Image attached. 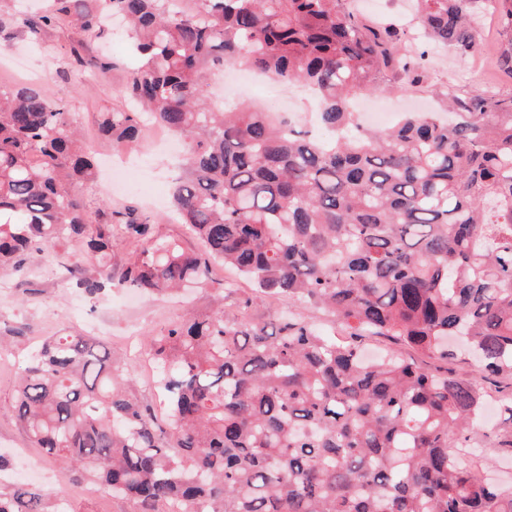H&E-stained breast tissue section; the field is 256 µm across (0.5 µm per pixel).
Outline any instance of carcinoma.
Returning a JSON list of instances; mask_svg holds the SVG:
<instances>
[{
    "mask_svg": "<svg viewBox=\"0 0 512 512\" xmlns=\"http://www.w3.org/2000/svg\"><path fill=\"white\" fill-rule=\"evenodd\" d=\"M476 0H416L437 43L470 52ZM122 16L137 62L125 106L102 113L112 142H137L144 117L184 145L172 205L205 257L152 232L134 206L105 211L71 190L93 182L67 113L39 84H0V270L79 240L93 271L68 269L89 296L123 280L148 293L199 282L206 258L331 316L349 336L397 348L367 361L353 342L292 316L259 324L219 310L148 337L169 429L123 394L112 351L53 336L18 372L15 412L32 445L68 475L134 512H512V485L484 478L488 394L433 365L462 338L484 371L512 377V96L441 93L448 119L409 112L364 128L353 102L384 92L385 70L421 81L396 32L366 27L344 0H51L0 15V31L66 25L101 33ZM70 49L71 70L109 63ZM245 63L310 91L321 137L209 92L212 69ZM408 347L425 355L406 356ZM497 447L512 448V396ZM0 512H65L51 492L0 491Z\"/></svg>",
    "mask_w": 512,
    "mask_h": 512,
    "instance_id": "carcinoma-1",
    "label": "carcinoma"
}]
</instances>
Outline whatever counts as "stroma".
Masks as SVG:
<instances>
[{"mask_svg":"<svg viewBox=\"0 0 512 512\" xmlns=\"http://www.w3.org/2000/svg\"><path fill=\"white\" fill-rule=\"evenodd\" d=\"M345 2L366 25L392 27L402 40L428 52L426 76L421 82L411 86L398 83L393 92L372 94V101L386 111L438 108L440 100L434 91L438 83L454 84L469 94L489 90L502 97L512 95V75L496 66L498 53L508 37L501 29L494 5H487L479 14L478 51L462 53L439 46L426 35L414 18L411 0ZM79 41L87 54L116 60L118 69L91 73L89 82L80 86L71 84L63 69L70 46ZM130 54L128 39L112 29L85 38L68 27L36 35L19 31L10 35L0 33V83L24 79L42 84L52 102L79 128L86 150L95 162L102 164L109 158L116 162L133 161L136 171L129 178L82 186L79 195L95 203L107 202L113 208L133 205L160 215L169 206L171 182L177 173L172 160L175 144H154V128L150 125L146 126L139 145L130 151L114 148L111 140L97 133L101 112L120 102L119 91L126 77L124 65ZM233 98L301 116L312 109L310 99L299 89L272 81L241 86L234 91ZM77 248V243L67 242L57 248L54 257L32 258L25 276L0 274V453L11 463L12 480L20 483L28 480L21 454L28 451L37 457L46 472L42 486L66 501L70 512H133L126 500L81 494L79 483L63 474L59 464L44 455L42 449L32 447L17 421L15 376L46 337L80 330L105 341L119 373L133 379L129 395L159 408L163 405L162 396L141 383L144 369L137 359L147 336L159 333L187 313L223 309L235 314L244 309L259 323L291 314L327 330L333 324L321 311L285 298H270L264 304L245 307V300L254 294L251 284L243 282L238 288L225 290L224 280L231 277L232 271L218 262L211 263L201 282L178 298L140 294L117 276L111 288L91 300L66 278L65 269Z\"/></svg>","mask_w":512,"mask_h":512,"instance_id":"obj_1","label":"stroma"}]
</instances>
